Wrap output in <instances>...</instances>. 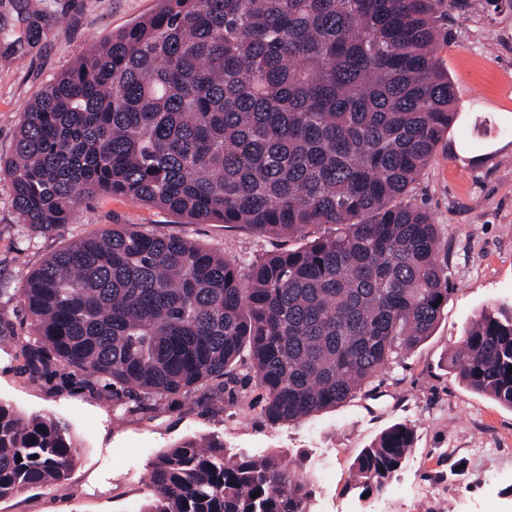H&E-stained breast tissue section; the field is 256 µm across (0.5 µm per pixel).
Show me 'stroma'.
<instances>
[{"instance_id":"1","label":"stroma","mask_w":512,"mask_h":512,"mask_svg":"<svg viewBox=\"0 0 512 512\" xmlns=\"http://www.w3.org/2000/svg\"><path fill=\"white\" fill-rule=\"evenodd\" d=\"M158 0H0V158L13 152L27 105L96 43L156 10ZM436 57L456 95V118L406 199L437 224L452 286L432 335L387 365L374 388L304 422L270 425L261 389L240 362L221 393L157 400L116 418L112 393L75 369L32 380L15 339L28 335L18 304L28 275L75 239L127 224L173 233L247 263L280 248L244 227L189 224L116 197L85 201L50 231L23 224L9 176L0 173V401L68 423L78 442L66 490L52 485L0 499V512H144L147 476L162 451L218 438L230 452L305 464L315 484L310 512H512V409L471 390L451 353L471 319L512 302V0L449 8ZM402 422L416 432L409 462L385 490L350 486L362 448Z\"/></svg>"}]
</instances>
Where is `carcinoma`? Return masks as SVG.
I'll use <instances>...</instances> for the list:
<instances>
[{"instance_id": "1", "label": "carcinoma", "mask_w": 512, "mask_h": 512, "mask_svg": "<svg viewBox=\"0 0 512 512\" xmlns=\"http://www.w3.org/2000/svg\"><path fill=\"white\" fill-rule=\"evenodd\" d=\"M442 6L159 0L39 92L3 162L24 224L51 231L109 195L270 237L335 230L245 271L126 224L75 240L19 291L32 379L74 368L112 387L124 417L220 390L246 356L274 426L371 391L448 302L437 225L403 201L455 118L435 57ZM451 367L512 408V303L471 319ZM414 443L405 424L383 431L355 458V487H384ZM75 448L64 422L0 402V499L65 485ZM148 486L146 512H307L314 494L303 465L215 439L165 450Z\"/></svg>"}]
</instances>
